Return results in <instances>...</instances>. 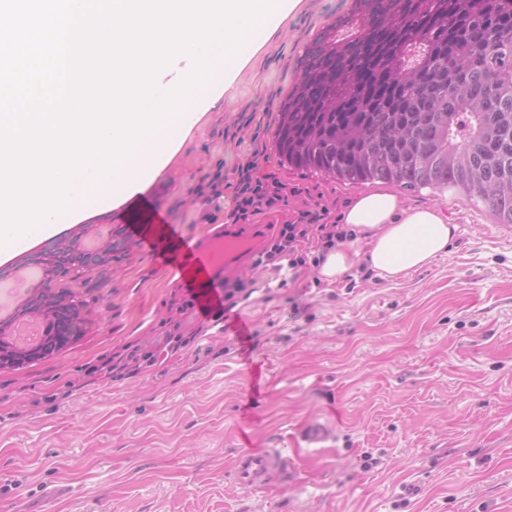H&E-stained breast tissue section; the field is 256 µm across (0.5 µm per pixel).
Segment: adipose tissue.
I'll use <instances>...</instances> for the list:
<instances>
[{
	"instance_id": "1",
	"label": "adipose tissue",
	"mask_w": 512,
	"mask_h": 512,
	"mask_svg": "<svg viewBox=\"0 0 512 512\" xmlns=\"http://www.w3.org/2000/svg\"><path fill=\"white\" fill-rule=\"evenodd\" d=\"M342 220L356 236L327 255L320 273L330 281L359 262L384 279H399L445 253L457 231L438 207L403 208L398 196L382 185L356 196Z\"/></svg>"
}]
</instances>
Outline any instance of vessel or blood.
I'll use <instances>...</instances> for the list:
<instances>
[{"label":"vessel or blood","mask_w":512,"mask_h":512,"mask_svg":"<svg viewBox=\"0 0 512 512\" xmlns=\"http://www.w3.org/2000/svg\"><path fill=\"white\" fill-rule=\"evenodd\" d=\"M147 246L163 254L167 265L196 288L198 309L209 313L217 309V300L208 290L220 272L235 267L246 256L263 246L261 236L238 234L236 229H225L223 236L211 239H195L184 236L174 225L168 224L160 209L152 211V234ZM295 464L292 458L280 451H243L236 459L233 478L235 483L248 491L264 488L272 477L292 479Z\"/></svg>","instance_id":"obj_1"}]
</instances>
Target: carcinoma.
<instances>
[{
    "instance_id": "carcinoma-1",
    "label": "carcinoma",
    "mask_w": 512,
    "mask_h": 512,
    "mask_svg": "<svg viewBox=\"0 0 512 512\" xmlns=\"http://www.w3.org/2000/svg\"><path fill=\"white\" fill-rule=\"evenodd\" d=\"M274 134L282 164L343 183L448 191L512 224V0H355L300 61ZM59 352L86 330V301L62 288ZM35 287L0 346L18 348Z\"/></svg>"
}]
</instances>
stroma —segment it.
I'll list each match as a JSON object with an SVG mask.
<instances>
[{"instance_id":"1","label":"stroma","mask_w":512,"mask_h":512,"mask_svg":"<svg viewBox=\"0 0 512 512\" xmlns=\"http://www.w3.org/2000/svg\"><path fill=\"white\" fill-rule=\"evenodd\" d=\"M353 3L297 0L140 192L53 229V242L114 249L85 278L54 280L81 292L88 331L0 371V512H512V233L482 204L399 190L458 230L446 254L395 281L364 264L326 281L313 245L296 269L248 263L216 279L219 295L247 284L233 308L245 339L222 313L201 316L132 232L149 221L146 200L185 236L223 232L232 198L205 188L254 160L285 190L251 228L269 237L308 211L341 220L360 186L281 166L274 131L308 46ZM176 326L193 346L120 380L101 371L126 346L163 348ZM312 423L326 442L303 440ZM244 448L293 456L298 483L237 488Z\"/></svg>"}]
</instances>
